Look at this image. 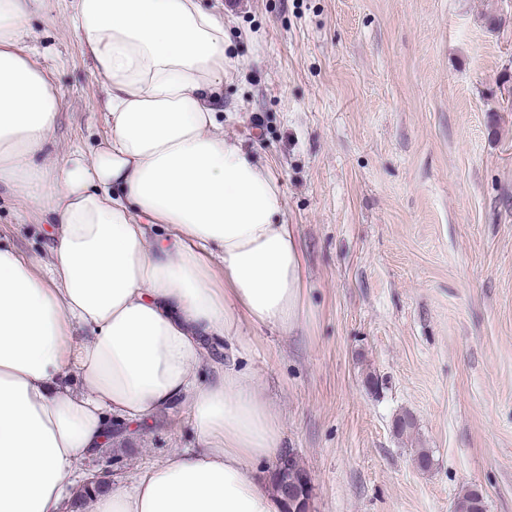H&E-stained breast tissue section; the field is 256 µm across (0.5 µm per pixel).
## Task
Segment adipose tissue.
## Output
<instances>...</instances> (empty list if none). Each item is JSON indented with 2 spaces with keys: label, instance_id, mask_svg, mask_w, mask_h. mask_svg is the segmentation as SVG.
Segmentation results:
<instances>
[{
  "label": "adipose tissue",
  "instance_id": "1",
  "mask_svg": "<svg viewBox=\"0 0 512 512\" xmlns=\"http://www.w3.org/2000/svg\"><path fill=\"white\" fill-rule=\"evenodd\" d=\"M44 0H0V189L55 228L0 245V512H67L113 420L187 408L198 445L136 468L89 512H284L267 479L284 419L210 341L305 312L296 225L271 172L218 116L224 22L199 0H66L105 95L107 133L47 155L63 95L32 45Z\"/></svg>",
  "mask_w": 512,
  "mask_h": 512
}]
</instances>
